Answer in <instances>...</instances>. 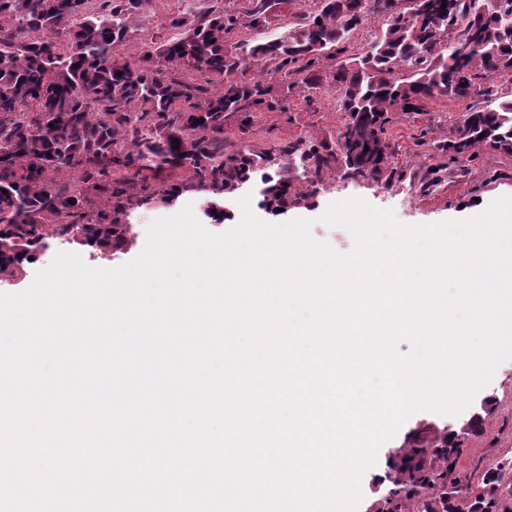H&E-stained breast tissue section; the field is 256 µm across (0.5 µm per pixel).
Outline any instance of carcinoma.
<instances>
[{
    "label": "carcinoma",
    "mask_w": 512,
    "mask_h": 512,
    "mask_svg": "<svg viewBox=\"0 0 512 512\" xmlns=\"http://www.w3.org/2000/svg\"><path fill=\"white\" fill-rule=\"evenodd\" d=\"M295 2L248 0L240 13L218 0L172 18L129 56L134 19L152 0H0V276L37 259L47 227L103 255L125 248L130 210L152 198L205 191L206 214L221 224L224 200L257 174L274 216L311 203L338 171L388 186L404 177L390 114L424 112L437 97L481 98L439 150L512 155V94L497 84L512 78V0H464L453 16L448 0H315L283 35L228 46L237 28L259 30ZM370 15L385 29L369 51L345 54ZM272 74L291 77L286 89ZM326 85L345 116L336 139L227 150V124L247 136L255 113L281 110L295 89L310 101ZM178 169L191 181L175 179ZM459 453L446 437L435 475L427 449H409L388 500L421 494L422 512H512V459L461 477Z\"/></svg>",
    "instance_id": "carcinoma-1"
}]
</instances>
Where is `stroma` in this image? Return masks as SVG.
Returning <instances> with one entry per match:
<instances>
[{
	"mask_svg": "<svg viewBox=\"0 0 512 512\" xmlns=\"http://www.w3.org/2000/svg\"><path fill=\"white\" fill-rule=\"evenodd\" d=\"M465 109V103L437 98L427 103L425 112L393 113L387 134L397 146L395 164L404 170L403 180L385 187L371 181L354 182L338 174L331 176L311 205L289 209L279 215V222L311 220L310 235L315 241L346 254L355 245L352 234L344 227L330 226L321 220L331 203L360 198L375 207L392 210L402 223L416 225L467 219L471 216L470 205L486 206L501 197L512 196V156L485 147L472 155L453 156L436 151V143L447 138L453 120ZM343 121L337 95L334 89L327 88L310 102L298 94L291 96L286 111L258 113L247 138H239L232 125L226 127L224 135L233 147L271 151L285 140L335 138ZM429 169L437 171L439 179L425 189L419 179ZM203 202L202 192L188 191L175 205L134 209L129 222L137 235L135 244L117 252L108 263L117 267L137 257L144 248L149 223L187 206L209 232H226L229 223H214L205 215ZM78 253L90 267L108 264L96 258L90 248H79ZM477 412L484 420L483 431L463 440L464 451L457 468L464 473L512 457V360L499 365L491 383L475 394L465 410L469 416ZM445 421V416L429 411L416 412L406 420L396 435L383 444L376 464L364 473L357 512H381L384 497L394 486L396 467L404 450L438 444Z\"/></svg>",
	"mask_w": 512,
	"mask_h": 512,
	"instance_id": "stroma-1",
	"label": "stroma"
}]
</instances>
